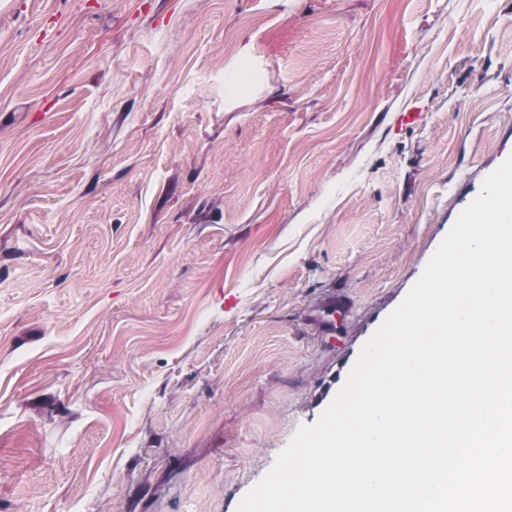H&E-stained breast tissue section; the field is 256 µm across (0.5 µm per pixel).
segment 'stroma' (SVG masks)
I'll list each match as a JSON object with an SVG mask.
<instances>
[{"label":"stroma","mask_w":512,"mask_h":512,"mask_svg":"<svg viewBox=\"0 0 512 512\" xmlns=\"http://www.w3.org/2000/svg\"><path fill=\"white\" fill-rule=\"evenodd\" d=\"M503 145L512 0H0V512H238Z\"/></svg>","instance_id":"obj_1"}]
</instances>
